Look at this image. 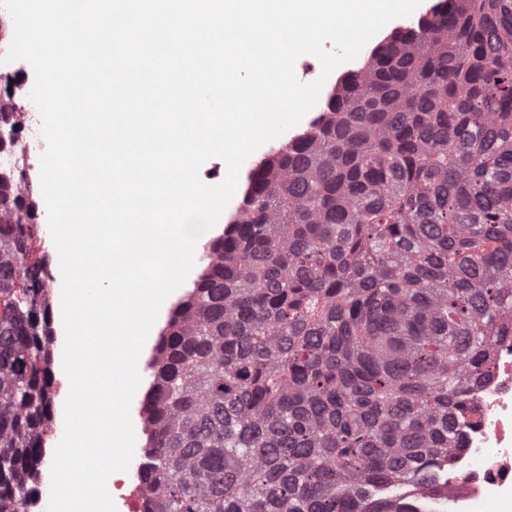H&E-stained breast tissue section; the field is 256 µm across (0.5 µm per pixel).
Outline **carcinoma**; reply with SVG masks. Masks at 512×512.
Returning <instances> with one entry per match:
<instances>
[{"label": "carcinoma", "instance_id": "obj_1", "mask_svg": "<svg viewBox=\"0 0 512 512\" xmlns=\"http://www.w3.org/2000/svg\"><path fill=\"white\" fill-rule=\"evenodd\" d=\"M23 200L0 180V512L38 493L54 398ZM206 260L150 362L144 512H423L512 334V0L371 49Z\"/></svg>", "mask_w": 512, "mask_h": 512}]
</instances>
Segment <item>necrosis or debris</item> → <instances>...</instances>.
Returning a JSON list of instances; mask_svg holds the SVG:
<instances>
[{
    "mask_svg": "<svg viewBox=\"0 0 512 512\" xmlns=\"http://www.w3.org/2000/svg\"><path fill=\"white\" fill-rule=\"evenodd\" d=\"M43 149L40 136L23 137L0 153V167L23 171L27 188H35ZM468 403L473 412L463 425V445L442 479L448 512H482L487 504L498 510L495 491H512V336L498 341L491 375L469 391Z\"/></svg>",
    "mask_w": 512,
    "mask_h": 512,
    "instance_id": "1",
    "label": "necrosis or debris"
}]
</instances>
